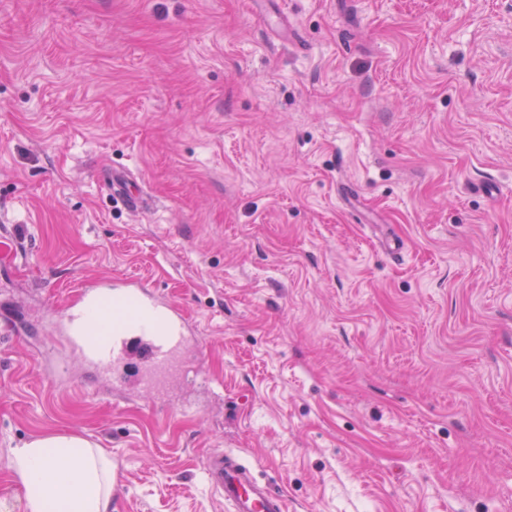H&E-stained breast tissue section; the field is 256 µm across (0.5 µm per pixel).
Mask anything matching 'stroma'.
I'll return each instance as SVG.
<instances>
[{
	"instance_id": "35a3bbf8",
	"label": "stroma",
	"mask_w": 512,
	"mask_h": 512,
	"mask_svg": "<svg viewBox=\"0 0 512 512\" xmlns=\"http://www.w3.org/2000/svg\"><path fill=\"white\" fill-rule=\"evenodd\" d=\"M89 281L183 310L187 381L98 387ZM49 433L111 512H229L215 449L287 512H512V0H0V512Z\"/></svg>"
}]
</instances>
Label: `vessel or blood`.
<instances>
[{"mask_svg":"<svg viewBox=\"0 0 512 512\" xmlns=\"http://www.w3.org/2000/svg\"><path fill=\"white\" fill-rule=\"evenodd\" d=\"M61 335L103 380L120 384L130 352L142 358V373L168 370L175 360L198 351L183 315L145 288L88 286L80 305L65 316ZM204 474L211 489L232 512H286L284 496L259 481L237 454L212 451Z\"/></svg>","mask_w":512,"mask_h":512,"instance_id":"vessel-or-blood-1","label":"vessel or blood"}]
</instances>
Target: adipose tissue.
<instances>
[{
	"label": "adipose tissue",
	"instance_id": "1",
	"mask_svg": "<svg viewBox=\"0 0 512 512\" xmlns=\"http://www.w3.org/2000/svg\"><path fill=\"white\" fill-rule=\"evenodd\" d=\"M14 456L25 512H109L112 465L85 439L47 434Z\"/></svg>",
	"mask_w": 512,
	"mask_h": 512
}]
</instances>
